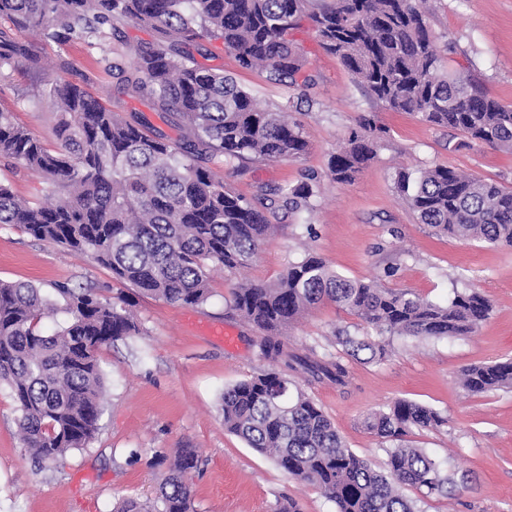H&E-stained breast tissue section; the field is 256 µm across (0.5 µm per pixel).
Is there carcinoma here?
<instances>
[{"instance_id":"carcinoma-1","label":"carcinoma","mask_w":512,"mask_h":512,"mask_svg":"<svg viewBox=\"0 0 512 512\" xmlns=\"http://www.w3.org/2000/svg\"><path fill=\"white\" fill-rule=\"evenodd\" d=\"M426 0H0V23L42 41L71 36L98 45L107 32L131 23L154 37L112 57L113 103L65 80L46 96L56 114L50 148L0 111V158L50 181L31 201L0 182V224L85 255L113 278L167 303L196 307L210 297L209 272L249 266L279 211L313 208L314 185L259 188L247 199L208 164L302 156L308 143L282 108H262L224 70L198 63L201 41L220 39L243 68H259L277 84L307 87L294 33L310 28L385 109L450 128L475 144L512 151V105L443 65L426 15ZM39 63L0 27V71ZM139 98L178 131L173 138L143 112L125 117L120 104ZM385 130L363 117L330 156L332 179L350 184L376 153ZM394 184L418 223L459 241L512 247V188L446 166L395 172ZM332 303L380 337L440 339L469 336L491 315L476 289L454 292L446 304L359 281L307 253L270 283L240 282L229 310L259 332L256 346L268 369L224 389V429L269 456L289 478L312 485L336 512H421L402 493L448 496L454 487L427 452L402 442L414 428L438 429L447 418L398 399L370 413L366 429L393 446L378 468L352 452L305 386L348 384L351 359L379 363L387 345L349 333L336 335V353L300 352L280 336L311 309ZM64 312L54 332L45 318ZM121 296L58 285L50 296L25 282L0 281V385L16 403L23 448L44 465L87 447L99 429L104 374L99 353L138 334ZM461 387L472 395L512 390V359L465 367ZM165 466L156 498L121 499L113 512H193L194 448Z\"/></svg>"}]
</instances>
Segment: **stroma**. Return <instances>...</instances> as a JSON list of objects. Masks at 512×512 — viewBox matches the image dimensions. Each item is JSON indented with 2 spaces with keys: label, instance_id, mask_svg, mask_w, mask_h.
Wrapping results in <instances>:
<instances>
[{
  "label": "stroma",
  "instance_id": "stroma-1",
  "mask_svg": "<svg viewBox=\"0 0 512 512\" xmlns=\"http://www.w3.org/2000/svg\"><path fill=\"white\" fill-rule=\"evenodd\" d=\"M427 8L449 71L480 81L495 98L512 104V0H428ZM15 36L40 64L0 73V109L52 147L56 117L42 93L59 78L60 62L70 64L69 80L107 100L113 92L107 58L147 33L128 24L120 36L95 47L80 37L58 44L22 30ZM294 38L314 78L306 88L274 84L265 73L242 68L222 41L202 43L200 63L223 69L260 104L290 112L308 142L301 157L217 164V176L247 197L259 187L289 188L310 176L317 186L312 211L279 217L242 274L211 272V294L203 305L142 296L113 279L108 268L0 225V280L29 282L48 293L65 284L106 298L123 294L141 328L140 335L99 354L106 394L95 438L46 467L35 466L23 448L16 404L0 386V512H113L124 497L152 501L160 482L151 465L155 452L172 456L182 448L196 449L200 460L193 477L194 512H276L288 498L301 512H336L316 488L289 479L225 432L220 410L225 387L268 367L256 346L257 330L226 305L231 288L242 277L275 281L310 251L349 278L378 279L433 302L447 303L455 291L473 287L489 298L492 315L476 335L394 338L385 361H351L346 389L324 384L311 395L348 448L377 464L386 453L364 426L369 413L400 398L440 412L447 425L413 431L409 440L439 463L461 495L422 498L423 512H512V391L473 396L458 381L466 365L512 357V250L433 234L417 223L393 184L397 166L446 165L510 188L512 152L470 144L459 132L386 110L318 46L312 31L300 29ZM368 114L384 129L377 154L352 183H337L328 174L329 157ZM340 330L367 332L356 316L327 303L304 315L286 337L322 354L335 351Z\"/></svg>",
  "mask_w": 512,
  "mask_h": 512
}]
</instances>
